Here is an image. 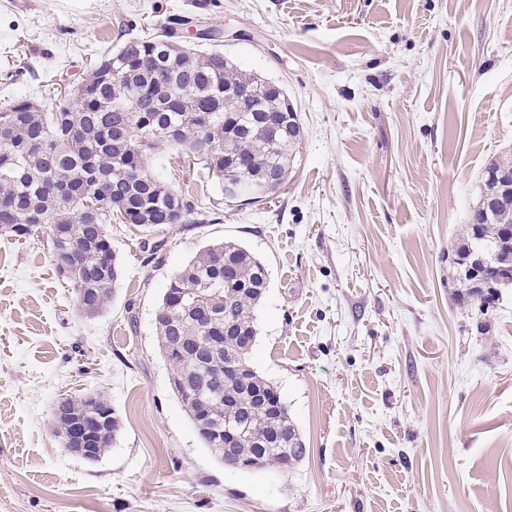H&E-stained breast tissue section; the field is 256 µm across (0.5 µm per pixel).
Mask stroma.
I'll return each instance as SVG.
<instances>
[{"label":"stroma","mask_w":512,"mask_h":512,"mask_svg":"<svg viewBox=\"0 0 512 512\" xmlns=\"http://www.w3.org/2000/svg\"><path fill=\"white\" fill-rule=\"evenodd\" d=\"M178 15L284 88L295 166L245 204L184 151L151 155L207 221L109 224L122 275L95 317L47 238L0 236V512H512V288L464 310L448 272L486 162L512 152V0H0V108L51 110ZM146 240L164 243L149 264ZM224 241L269 272L250 362L310 450L285 476L224 469L158 347L170 279ZM85 393L121 423L94 463L52 426L56 399Z\"/></svg>","instance_id":"stroma-1"}]
</instances>
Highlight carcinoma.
Segmentation results:
<instances>
[{
	"label": "carcinoma",
	"mask_w": 512,
	"mask_h": 512,
	"mask_svg": "<svg viewBox=\"0 0 512 512\" xmlns=\"http://www.w3.org/2000/svg\"><path fill=\"white\" fill-rule=\"evenodd\" d=\"M175 19L151 37L124 41L107 54L91 75L76 88L75 107L60 105L42 112L28 100L0 109V235L30 238L43 235L51 246H76L69 267L59 274L76 291L78 310L99 314L108 304L121 269L112 251L106 225L117 219L145 230L163 224L205 223L202 207L194 198L167 186L150 173L146 160L135 149L136 141L150 140V148L183 147L203 163V169L224 184L231 176L242 181L240 201L256 203L249 182L269 169L288 175L291 149L299 139L279 127L286 122L277 108L283 97H274L267 81L246 74L219 53L196 48L172 49ZM122 66V80L110 75L112 59ZM165 64L167 86H152L156 62ZM244 82L254 85L247 107L239 112L224 105V88ZM176 130V137L167 135ZM512 169V157L491 158L481 175V198L471 211L464 234L448 249L454 298L459 306L483 310L487 297L474 286V277L460 272L457 260L481 251L486 263L483 279L495 281L502 266L512 261V201L490 200L491 173ZM237 269V277L224 280V262ZM269 273L262 261L235 242L208 245L170 281L156 323L161 354L171 377L186 376L188 385L174 394L190 419L202 403L212 410L211 431L201 435L205 447L218 461L232 456L243 461L260 460L258 469L293 470L308 456L303 436L285 404L267 413L224 399L238 392L235 372L244 369L252 381L271 389L273 384L249 362L250 350L233 338L198 361L192 345L203 342L210 329L224 327L230 319L246 336H257V305L267 287ZM203 298L211 316L199 320L194 302ZM235 426L246 435L245 444L227 450L224 436L215 435ZM120 430L112 416L107 433L95 441L102 457Z\"/></svg>",
	"instance_id": "cac0c4a2"
}]
</instances>
